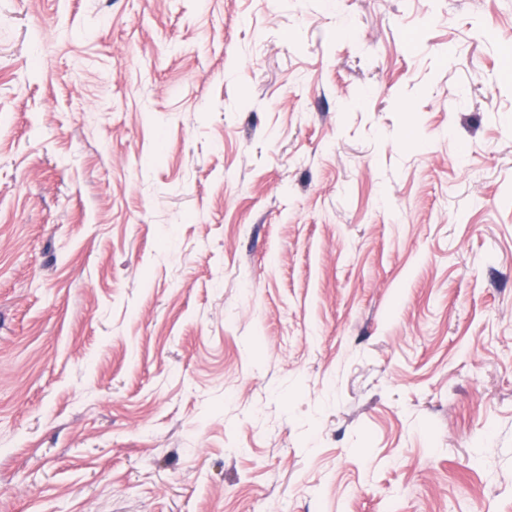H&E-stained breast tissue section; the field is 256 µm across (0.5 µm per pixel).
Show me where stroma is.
<instances>
[{
  "mask_svg": "<svg viewBox=\"0 0 512 512\" xmlns=\"http://www.w3.org/2000/svg\"><path fill=\"white\" fill-rule=\"evenodd\" d=\"M512 0H0V512H512Z\"/></svg>",
  "mask_w": 512,
  "mask_h": 512,
  "instance_id": "stroma-1",
  "label": "stroma"
}]
</instances>
